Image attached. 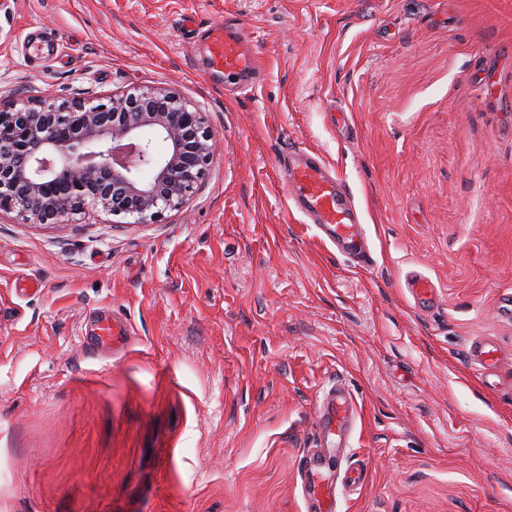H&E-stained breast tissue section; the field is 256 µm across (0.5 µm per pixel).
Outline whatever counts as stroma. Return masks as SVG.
Wrapping results in <instances>:
<instances>
[{"label":"stroma","mask_w":512,"mask_h":512,"mask_svg":"<svg viewBox=\"0 0 512 512\" xmlns=\"http://www.w3.org/2000/svg\"><path fill=\"white\" fill-rule=\"evenodd\" d=\"M187 16L250 32L252 91ZM157 87L217 141L186 204L0 214V512H312L337 384L363 473L337 512H512V0H0V102ZM291 147L349 188L371 267L290 208Z\"/></svg>","instance_id":"35a3bbf8"}]
</instances>
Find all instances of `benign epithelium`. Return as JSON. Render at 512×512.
I'll use <instances>...</instances> for the list:
<instances>
[{
	"mask_svg": "<svg viewBox=\"0 0 512 512\" xmlns=\"http://www.w3.org/2000/svg\"><path fill=\"white\" fill-rule=\"evenodd\" d=\"M215 150L204 113L172 89L0 104V212L39 225L89 207L157 219L199 190Z\"/></svg>",
	"mask_w": 512,
	"mask_h": 512,
	"instance_id": "1",
	"label": "benign epithelium"
}]
</instances>
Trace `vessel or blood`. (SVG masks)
<instances>
[{"mask_svg":"<svg viewBox=\"0 0 512 512\" xmlns=\"http://www.w3.org/2000/svg\"><path fill=\"white\" fill-rule=\"evenodd\" d=\"M194 47L206 72L224 74L245 87L253 84L259 60L243 29L221 23L211 25ZM287 159L285 173L291 207L321 225L339 253L357 258L362 265H370L372 258L362 246L360 218L343 181L331 176L318 155L292 150ZM349 424V399L342 389L330 390L323 399L320 414L325 446L342 447ZM308 480L317 512H336V488L321 469L311 468Z\"/></svg>","mask_w":512,"mask_h":512,"instance_id":"vessel-or-blood-1","label":"vessel or blood"}]
</instances>
